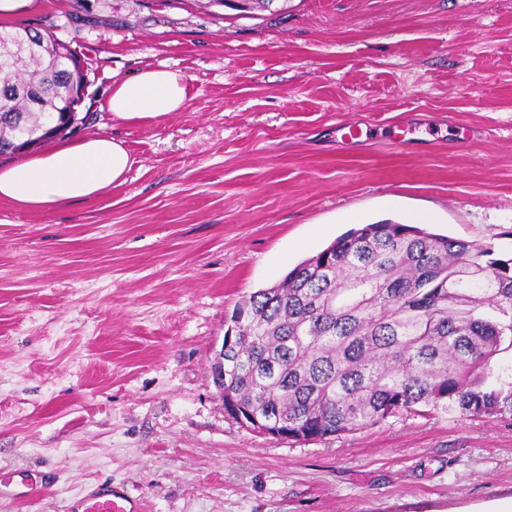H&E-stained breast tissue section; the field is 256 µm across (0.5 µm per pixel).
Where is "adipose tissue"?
Returning <instances> with one entry per match:
<instances>
[{
  "mask_svg": "<svg viewBox=\"0 0 512 512\" xmlns=\"http://www.w3.org/2000/svg\"><path fill=\"white\" fill-rule=\"evenodd\" d=\"M189 91L180 70L145 66L133 77L113 82L107 109L115 119L149 123L181 111ZM134 163L121 142L106 136L55 142L30 157L0 164V201L42 212L101 198L125 182Z\"/></svg>",
  "mask_w": 512,
  "mask_h": 512,
  "instance_id": "ef3b65f1",
  "label": "adipose tissue"
}]
</instances>
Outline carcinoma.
<instances>
[{
	"instance_id": "1",
	"label": "carcinoma",
	"mask_w": 512,
	"mask_h": 512,
	"mask_svg": "<svg viewBox=\"0 0 512 512\" xmlns=\"http://www.w3.org/2000/svg\"><path fill=\"white\" fill-rule=\"evenodd\" d=\"M58 40L0 22V155L49 137L84 83ZM224 337V411L309 441L416 405L512 413V255L408 224H366L239 303Z\"/></svg>"
}]
</instances>
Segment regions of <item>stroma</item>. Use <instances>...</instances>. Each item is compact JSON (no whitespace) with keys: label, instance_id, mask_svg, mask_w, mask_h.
I'll return each instance as SVG.
<instances>
[{"label":"stroma","instance_id":"stroma-1","mask_svg":"<svg viewBox=\"0 0 512 512\" xmlns=\"http://www.w3.org/2000/svg\"><path fill=\"white\" fill-rule=\"evenodd\" d=\"M69 44L74 138L136 163L110 197L0 202V477L68 512L98 483L144 512H512V414L401 412L294 442L229 418L210 365L245 296L350 229L422 226L512 252V0H28ZM187 77L182 111L113 119L115 80ZM359 123V143L338 125Z\"/></svg>","mask_w":512,"mask_h":512}]
</instances>
